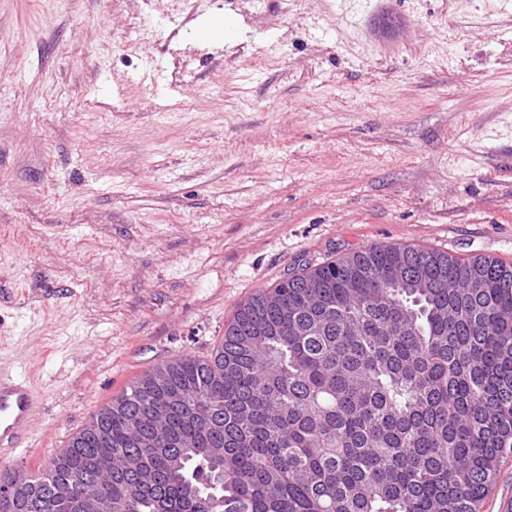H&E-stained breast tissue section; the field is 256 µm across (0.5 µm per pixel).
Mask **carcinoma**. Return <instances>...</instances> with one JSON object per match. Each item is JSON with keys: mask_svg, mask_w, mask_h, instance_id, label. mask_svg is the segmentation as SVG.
<instances>
[{"mask_svg": "<svg viewBox=\"0 0 512 512\" xmlns=\"http://www.w3.org/2000/svg\"><path fill=\"white\" fill-rule=\"evenodd\" d=\"M423 267L429 287L386 272ZM190 394L164 409L167 391ZM150 424L135 435L129 420ZM87 478L88 512H478L512 451V264L374 245L244 301L214 354L144 373L0 512H80L50 488ZM137 459L140 468L128 467Z\"/></svg>", "mask_w": 512, "mask_h": 512, "instance_id": "cac0c4a2", "label": "carcinoma"}]
</instances>
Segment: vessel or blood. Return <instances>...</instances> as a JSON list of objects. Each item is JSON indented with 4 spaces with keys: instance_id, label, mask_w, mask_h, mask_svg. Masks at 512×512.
I'll use <instances>...</instances> for the list:
<instances>
[{
    "instance_id": "b4317fda",
    "label": "vessel or blood",
    "mask_w": 512,
    "mask_h": 512,
    "mask_svg": "<svg viewBox=\"0 0 512 512\" xmlns=\"http://www.w3.org/2000/svg\"><path fill=\"white\" fill-rule=\"evenodd\" d=\"M38 405L24 380L0 375V449L14 453L26 446Z\"/></svg>"
}]
</instances>
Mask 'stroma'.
Masks as SVG:
<instances>
[{
	"label": "stroma",
	"instance_id": "obj_1",
	"mask_svg": "<svg viewBox=\"0 0 512 512\" xmlns=\"http://www.w3.org/2000/svg\"><path fill=\"white\" fill-rule=\"evenodd\" d=\"M392 243L512 264V0H0V367L41 397L0 471Z\"/></svg>",
	"mask_w": 512,
	"mask_h": 512
}]
</instances>
